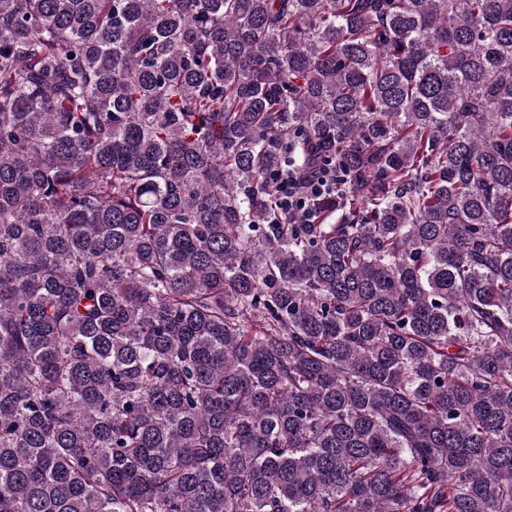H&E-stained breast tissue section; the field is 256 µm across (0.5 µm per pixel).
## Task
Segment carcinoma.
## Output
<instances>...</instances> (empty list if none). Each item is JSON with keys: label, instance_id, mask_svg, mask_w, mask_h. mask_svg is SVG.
I'll return each instance as SVG.
<instances>
[{"label": "carcinoma", "instance_id": "cac0c4a2", "mask_svg": "<svg viewBox=\"0 0 512 512\" xmlns=\"http://www.w3.org/2000/svg\"><path fill=\"white\" fill-rule=\"evenodd\" d=\"M0 512H512V0H0ZM336 170L319 171L312 178L291 177L287 185L283 186L281 209L287 218L295 221L300 218L304 223H309L307 201L312 196H317L327 190L331 185H336Z\"/></svg>", "mask_w": 512, "mask_h": 512}]
</instances>
